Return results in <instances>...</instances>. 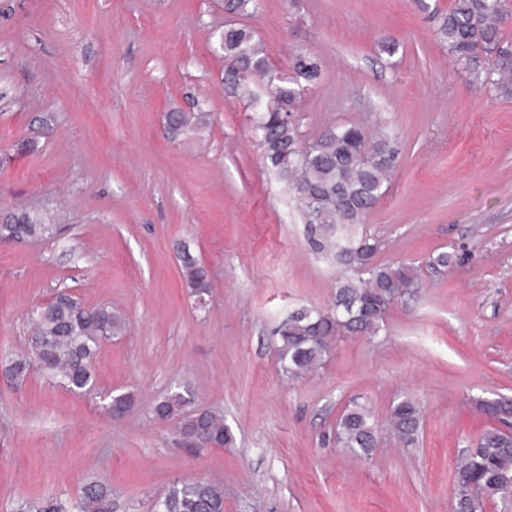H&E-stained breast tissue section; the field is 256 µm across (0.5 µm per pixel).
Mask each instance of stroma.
<instances>
[{"instance_id":"stroma-1","label":"stroma","mask_w":512,"mask_h":512,"mask_svg":"<svg viewBox=\"0 0 512 512\" xmlns=\"http://www.w3.org/2000/svg\"><path fill=\"white\" fill-rule=\"evenodd\" d=\"M452 4L261 0L240 19L277 68L321 57L296 112L303 141L348 122L398 138L402 164L366 229L382 261L423 268L384 331L335 337L292 381L273 330L293 308L329 310L336 270L309 250L250 107L224 82L222 0H0V210L39 204L63 226L0 244V358L27 348L30 309L60 289L126 319L88 393L0 374V512L75 498L97 476L117 512H151L183 478L222 486L224 512H452L459 457L497 426L478 400L512 399V96L472 84L440 44ZM198 108L207 127L170 139L167 112ZM186 249L208 271L202 307ZM443 251L454 264L427 269ZM186 389L223 414L230 446L187 444L153 418ZM125 392L133 404L113 417ZM405 397L424 409L414 445L384 430L360 460L337 444L349 401L382 423Z\"/></svg>"}]
</instances>
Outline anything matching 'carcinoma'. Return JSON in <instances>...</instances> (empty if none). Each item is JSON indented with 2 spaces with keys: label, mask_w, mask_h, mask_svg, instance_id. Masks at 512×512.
<instances>
[{
  "label": "carcinoma",
  "mask_w": 512,
  "mask_h": 512,
  "mask_svg": "<svg viewBox=\"0 0 512 512\" xmlns=\"http://www.w3.org/2000/svg\"><path fill=\"white\" fill-rule=\"evenodd\" d=\"M259 0H224V12L251 16ZM512 18V0H453L437 31L440 42L470 79L503 94L512 91V54L504 24ZM224 60L230 66L225 81L248 100L253 93L246 79L258 75L269 87L251 131L261 148L263 165L275 172L300 206L304 237L318 258L344 270L337 282L331 309L299 308L277 325L278 358L290 380H298L325 360L326 341L349 333L377 336L390 307L418 278L419 269L403 261L381 263L382 242L365 231L369 214L385 196L401 165L398 142L387 131L370 130L361 123L333 125L309 145L302 146L295 120L306 92L323 78L321 58L302 51L293 55L289 71L270 62L254 31L226 24L217 34ZM206 112H170L167 133L172 138L192 135L207 125ZM60 234L55 215L41 208L0 213V241L46 240ZM187 288L195 296L208 292L207 272L189 249L181 253ZM30 351L3 360L5 375L22 382L37 370L51 382L74 393L89 391L95 383L93 360L101 342L125 327L122 314L101 304L86 307L60 292L36 308ZM481 412L503 423L512 417V402L479 403ZM153 417L176 420L180 434L222 447L232 433L220 414L196 404L188 392H170L152 408ZM420 404L405 397L391 406L389 423L407 446L421 424ZM378 421L371 409L354 402L341 415L336 442L354 456L367 459L376 448ZM512 478V434L486 431L478 445L465 454L455 488L456 512H484L512 494L505 489ZM112 485L104 479L85 483L74 501L58 498L27 500L17 512H115ZM152 512H224V489L204 480L176 481L152 507Z\"/></svg>",
  "instance_id": "carcinoma-1"
}]
</instances>
